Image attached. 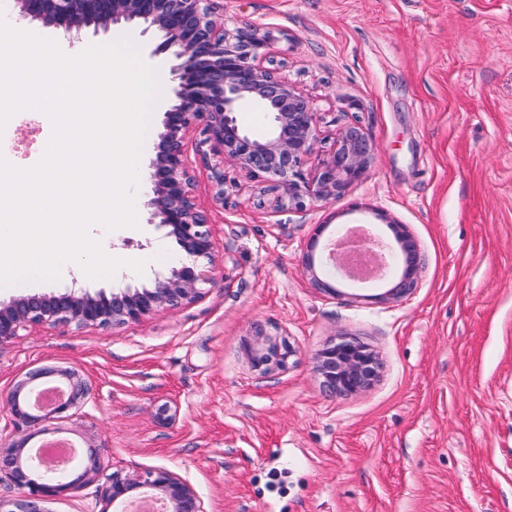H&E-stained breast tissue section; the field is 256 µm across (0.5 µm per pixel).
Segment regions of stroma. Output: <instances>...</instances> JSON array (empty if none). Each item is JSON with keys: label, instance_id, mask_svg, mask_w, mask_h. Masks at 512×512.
Returning a JSON list of instances; mask_svg holds the SVG:
<instances>
[{"label": "stroma", "instance_id": "35a3bbf8", "mask_svg": "<svg viewBox=\"0 0 512 512\" xmlns=\"http://www.w3.org/2000/svg\"><path fill=\"white\" fill-rule=\"evenodd\" d=\"M227 27L270 37L269 65L318 114L312 174L341 128L376 147L341 200L274 211L232 162L213 200L191 155L195 195L215 229L219 266L196 301L114 330L36 326L0 345V391L40 367H74L93 399L44 421L35 442L98 448L107 471L164 468L206 512H512V0H216ZM159 77L149 135L172 100ZM7 123L9 161L39 162L50 119ZM407 225L421 255L416 288L311 287L303 256L318 225ZM141 281L185 262L150 226L112 230ZM274 324L298 354L259 375L243 343ZM347 336L382 364L366 392L328 391L317 353Z\"/></svg>", "mask_w": 512, "mask_h": 512}]
</instances>
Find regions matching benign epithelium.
<instances>
[{"label": "benign epithelium", "instance_id": "obj_1", "mask_svg": "<svg viewBox=\"0 0 512 512\" xmlns=\"http://www.w3.org/2000/svg\"><path fill=\"white\" fill-rule=\"evenodd\" d=\"M215 0H14L11 17L62 32L71 39L94 26L105 31L117 27L150 35V56L163 60L174 82L173 100L163 111L162 131L148 174L152 196L143 203L145 224L174 239L189 261L157 277L150 284L127 283L111 291L91 292L70 288L64 292L12 296L0 300V345L16 340L35 325L96 328L111 332L166 309L192 303L204 286L215 281L217 246L213 224L201 209L194 190V174L187 154L189 134L210 172L214 198L224 204V157L263 191L275 194L274 208H301L306 201L325 204L342 198L350 185L367 174L376 148L358 125L344 127L334 150L305 175L303 165L318 141L317 113L310 100L278 72L264 65L269 40L247 27L229 29L216 16ZM245 102L256 104L270 130L256 139L243 128L237 114ZM379 217L397 243L391 253H381L393 276L382 299L397 301L416 287L420 272L417 246L403 224L384 213ZM351 233L336 229L326 263L336 275L350 277L336 250ZM317 240H312L304 269L311 285L327 292L335 286L321 278L316 264ZM251 368L262 375L288 369L298 349L276 326L254 327L244 344ZM381 362L364 344L343 338L316 356V371L333 393L356 395L370 389L380 376ZM63 382L66 392L47 411L31 399L45 386V379ZM92 398V390L76 368L48 367L30 372L15 382L0 403L14 421L29 428L50 418H64ZM31 436L0 441V476L17 487L19 495L4 501L0 512H50L52 497L71 486L96 480L104 469L99 450L80 454L77 476L56 473L34 463L28 442ZM147 493L164 505V512H206L197 490L167 469L128 475L114 472L100 487V499L117 506L135 494Z\"/></svg>", "mask_w": 512, "mask_h": 512}]
</instances>
